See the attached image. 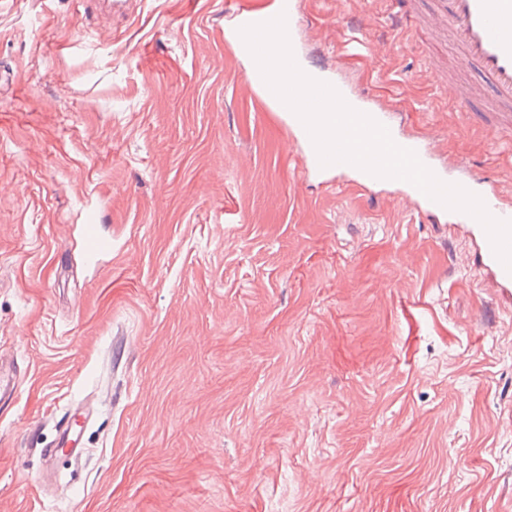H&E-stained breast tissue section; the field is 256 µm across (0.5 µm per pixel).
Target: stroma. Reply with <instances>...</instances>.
<instances>
[{
	"label": "stroma",
	"mask_w": 512,
	"mask_h": 512,
	"mask_svg": "<svg viewBox=\"0 0 512 512\" xmlns=\"http://www.w3.org/2000/svg\"><path fill=\"white\" fill-rule=\"evenodd\" d=\"M298 3L308 65L512 204V137L431 68L457 48L396 23L440 0ZM232 24L0 0V512H512V293L399 188L297 192ZM71 404L85 454L48 462ZM82 237L84 251L90 260H94L112 249L111 241L100 234L98 224L93 221L83 224Z\"/></svg>",
	"instance_id": "1"
}]
</instances>
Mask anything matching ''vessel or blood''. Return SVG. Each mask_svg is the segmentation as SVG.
<instances>
[{
    "instance_id": "1",
    "label": "vessel or blood",
    "mask_w": 512,
    "mask_h": 512,
    "mask_svg": "<svg viewBox=\"0 0 512 512\" xmlns=\"http://www.w3.org/2000/svg\"><path fill=\"white\" fill-rule=\"evenodd\" d=\"M297 9V0H277L275 8L269 10L235 9L234 27L229 31L227 42L238 51H245L246 46L238 33L240 27L270 20L281 11L291 16ZM436 20L447 24L448 32L458 45L463 60L476 64L492 80L497 107L490 112L489 121L498 124L500 118L512 113V0H448L444 13L437 15ZM250 75L267 104L286 119L298 139L306 143V174L332 179L348 173L353 175L356 185L364 190L383 186V179L373 177L350 164L321 166L301 121L267 87L258 70H251ZM393 140L399 146L415 151L420 161L431 168L441 181L458 184L478 195L494 217L512 220V206L502 203L495 192L483 189L480 178L472 175L461 178L453 176L450 169L435 164L431 149L419 138L397 134ZM401 188L419 215L429 220L445 218L450 226L465 230L478 247L481 268L490 272L497 288L512 293V273L495 257L488 236L476 219L463 212L447 210L410 183H402ZM82 237L88 258H97L112 248L111 241L101 235L95 223L83 225ZM87 420L88 416L84 412H65L57 422V443L54 448L48 449V456H81L82 450L78 443Z\"/></svg>"
}]
</instances>
